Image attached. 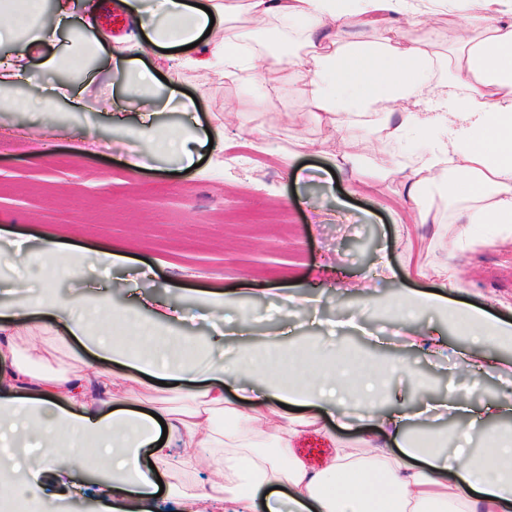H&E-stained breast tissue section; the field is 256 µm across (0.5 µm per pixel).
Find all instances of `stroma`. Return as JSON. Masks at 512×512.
<instances>
[{
	"mask_svg": "<svg viewBox=\"0 0 512 512\" xmlns=\"http://www.w3.org/2000/svg\"><path fill=\"white\" fill-rule=\"evenodd\" d=\"M66 45L63 36L42 43L24 63L44 81L78 86L93 109L74 112L64 100L54 112L0 109V139L16 142L0 150L1 227L34 247L48 232L71 234L87 249L126 247L129 259L118 270L124 282L113 289V303L148 316L151 301H167L186 314L185 320H170L169 328L186 335L209 332L194 289L228 292L233 300L224 306L225 330L243 315L248 331L225 340V360L249 346L296 348L309 340L326 352L359 348L382 365L404 362L390 385L412 409L462 387L479 406L512 401L511 381L454 370L463 341L440 314L412 322L444 340L435 356L403 344L388 308L401 291L434 290L512 322V247L500 244L489 225L454 223L455 209L437 188H424L415 203L403 195L399 172L427 149L430 137L410 135L397 149L382 133L383 113L353 124L349 135L358 143V163L370 174L363 185L349 168L335 167L332 157L344 152L343 142L303 111L294 87L275 92L257 82L225 83L205 67L211 51L202 43L191 54L203 64L191 68L182 66V52L157 48L142 60L157 77L160 99L177 86L180 97L195 103L199 131L223 138L224 148H199L202 164L196 168L157 158L134 174L126 166L130 145L122 127L135 121L137 97L125 91L102 55L67 69L46 67V59L62 55ZM255 101L274 102L275 109L250 111ZM76 122L95 125L98 143L82 142L71 129ZM419 206L443 214L444 223H414ZM469 236L481 238V245L464 246ZM417 266L422 275H413ZM33 341L43 348L35 360L28 352ZM18 350L36 369L77 372L89 358L78 344L54 343L41 321ZM186 392V383L163 385L154 377L134 388L127 405L178 410L187 403ZM213 454L202 449L198 468L184 475L159 469L165 490L143 501L142 512H224L222 504L206 506L171 493L176 484L208 485ZM73 479L80 486L74 495L45 481L41 504L100 512L101 490L111 482L107 471L82 460Z\"/></svg>",
	"mask_w": 512,
	"mask_h": 512,
	"instance_id": "1",
	"label": "stroma"
}]
</instances>
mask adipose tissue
I'll use <instances>...</instances> for the list:
<instances>
[{
  "label": "adipose tissue",
  "instance_id": "1",
  "mask_svg": "<svg viewBox=\"0 0 512 512\" xmlns=\"http://www.w3.org/2000/svg\"><path fill=\"white\" fill-rule=\"evenodd\" d=\"M145 34L147 47L178 49L205 40L228 83L256 81L271 90L296 85L304 109L317 122L344 135L347 124L375 112L387 115L395 140L409 132L433 134L419 166L404 178L416 199L440 172H448V194L458 201V220L490 224L512 238V0H124ZM74 0H0V45L24 40L27 47L71 36L73 56L106 53L121 73L127 92L140 100L136 124L125 133L136 145L128 167L140 172L148 157L179 152L193 162L203 145L191 102L180 133L159 134L152 95L154 80L141 68L137 48H111L91 21L74 26ZM52 10V24L22 38L30 20ZM434 13L459 16L468 38L440 51L431 33L410 38L395 33L396 16ZM274 18L287 23L300 52L263 59L249 34ZM494 26H487V19ZM24 85L21 105L41 112L55 95L37 75L11 60L0 61V90ZM433 99L430 112L410 103ZM85 255L65 236L42 237L25 256L24 270L12 263L14 299L0 303V472H20L22 458L45 448V465L33 472L29 489L42 478L67 473L78 459L76 438L94 439L112 451L109 491L137 512L141 500L158 490L153 466L176 462L195 469L204 448L219 449L215 478L204 496L223 500L224 512H512V427L486 434L482 449L449 460L437 440L408 430L410 414L377 413L374 397L385 388L381 365L346 357L321 356L295 348L277 359L265 349L243 351L237 360H213L224 335L173 336L157 329L169 308L159 305L153 320L121 334L129 315L112 304V282L103 293L61 302L60 281L79 270ZM394 306L400 317L444 313L459 335L480 334L482 342L512 345V324L439 294L403 292ZM53 323V338L79 341L92 361L76 374L42 373L15 359L19 328ZM164 375L186 382L190 406L156 419L149 412L119 406L134 378ZM253 391L257 401L244 412L229 403L228 391ZM363 408L360 425L386 431L401 455L382 445L363 448L337 442L321 469H311L293 451L302 434L324 430L326 414L348 402ZM300 407L297 415L288 406ZM181 448L171 458V444ZM153 466L142 462L144 454Z\"/></svg>",
  "mask_w": 512,
  "mask_h": 512
}]
</instances>
